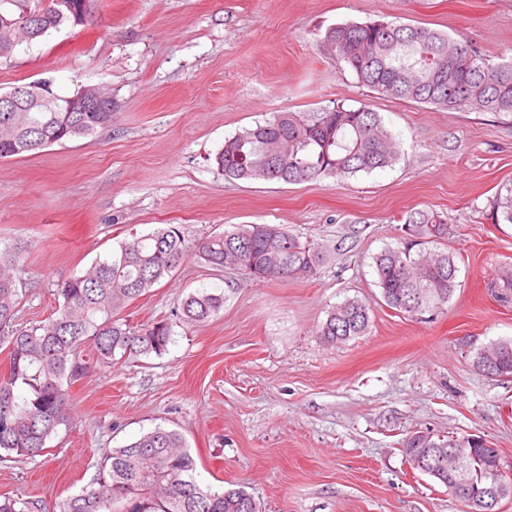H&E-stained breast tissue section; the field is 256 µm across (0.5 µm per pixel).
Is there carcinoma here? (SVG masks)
<instances>
[{"label": "carcinoma", "instance_id": "carcinoma-1", "mask_svg": "<svg viewBox=\"0 0 512 512\" xmlns=\"http://www.w3.org/2000/svg\"><path fill=\"white\" fill-rule=\"evenodd\" d=\"M92 10L72 11L57 0H0V27L34 19L31 39L68 23H83ZM323 42L345 62L357 81L379 96L455 112L512 114V60L495 62L467 41L425 26L375 20L326 29ZM53 112H0V159L17 158L112 126L110 112H72L67 96L48 91ZM401 143L379 113L342 103L313 114L276 112L224 139L215 155L224 179L288 184L343 179L392 167ZM403 242L373 258L376 286L384 303L410 317L432 315L457 288L454 255L436 247L448 239L447 219L431 209L409 213L400 227ZM22 242L0 250V346L9 350V371L0 375V461L40 453L71 415L69 388L94 365L116 356L160 355L171 342L165 321L132 326L121 311L145 295L191 255L217 269H240L257 281H281L316 274L322 251L278 224L234 226L188 246L170 225L134 237L96 260L83 274L58 284V308L31 328L15 324L19 292L16 270ZM224 306V293L205 288L180 301L175 318L203 323ZM369 308L350 298L329 311L320 328L327 343L366 334ZM94 350L87 360L85 346ZM494 359L512 375V340L473 355ZM417 434L402 440L405 457L432 464L427 475L447 488L448 469L436 458L450 447L464 455L472 489L485 494L502 465L498 449L473 434L466 447L453 437L434 440L426 453ZM98 487L71 495L44 512H260L244 488L212 490L198 481L197 463L181 433L157 426L114 448L101 462Z\"/></svg>", "mask_w": 512, "mask_h": 512}]
</instances>
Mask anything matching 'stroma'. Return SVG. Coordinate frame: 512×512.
<instances>
[{
  "instance_id": "obj_1",
  "label": "stroma",
  "mask_w": 512,
  "mask_h": 512,
  "mask_svg": "<svg viewBox=\"0 0 512 512\" xmlns=\"http://www.w3.org/2000/svg\"><path fill=\"white\" fill-rule=\"evenodd\" d=\"M381 18L512 58V0H99L82 24L0 62L2 92L50 79L63 95L97 85L112 96L111 127L0 160V247L29 244L18 325L54 312L58 281L169 224L190 244L228 225L281 224L328 252L316 276L269 282L187 258L122 313L134 326L172 321L167 351L73 384L69 425L41 453L0 462V498L61 502L94 486L103 455L159 425L183 434L202 485L244 487L262 512H466L405 460L401 439L425 429L483 435L512 478V379L472 365L479 348L512 339V301L490 288L512 266V224L493 219L512 187V118L361 87L321 38ZM335 102L379 112L401 142L394 167L297 184L218 171L225 137ZM415 209L446 216L461 282L424 319L388 308L373 268ZM202 288L223 291V310L173 321ZM348 297L369 306L370 329L326 344L319 326Z\"/></svg>"
}]
</instances>
